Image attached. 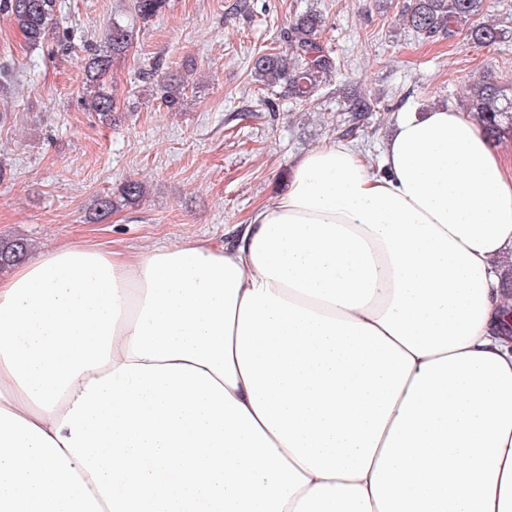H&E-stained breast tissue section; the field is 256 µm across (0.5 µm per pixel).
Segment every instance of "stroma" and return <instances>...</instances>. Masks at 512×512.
<instances>
[{
    "label": "stroma",
    "instance_id": "35a3bbf8",
    "mask_svg": "<svg viewBox=\"0 0 512 512\" xmlns=\"http://www.w3.org/2000/svg\"><path fill=\"white\" fill-rule=\"evenodd\" d=\"M405 2L169 0L142 24L132 0H58L57 23L39 47L0 13V238L24 240L32 259L81 241L229 245L256 208L287 188L299 155L351 140L375 163L402 110L454 105L487 76L512 85L511 38L491 47L461 35L422 40L399 20ZM310 8L325 16L322 40L343 67L319 103L303 105L258 90L248 60L281 50V32ZM115 20L133 38L105 77L117 98L106 120L82 85ZM157 62L186 86L179 111H168L145 77ZM353 94L375 99V111H344ZM131 179L147 187L134 204L120 199ZM106 195L117 207L94 221Z\"/></svg>",
    "mask_w": 512,
    "mask_h": 512
}]
</instances>
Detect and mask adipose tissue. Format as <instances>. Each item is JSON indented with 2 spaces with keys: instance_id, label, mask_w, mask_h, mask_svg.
I'll return each instance as SVG.
<instances>
[{
  "instance_id": "adipose-tissue-1",
  "label": "adipose tissue",
  "mask_w": 512,
  "mask_h": 512,
  "mask_svg": "<svg viewBox=\"0 0 512 512\" xmlns=\"http://www.w3.org/2000/svg\"><path fill=\"white\" fill-rule=\"evenodd\" d=\"M512 148L399 113L235 243L0 277V512H512Z\"/></svg>"
}]
</instances>
